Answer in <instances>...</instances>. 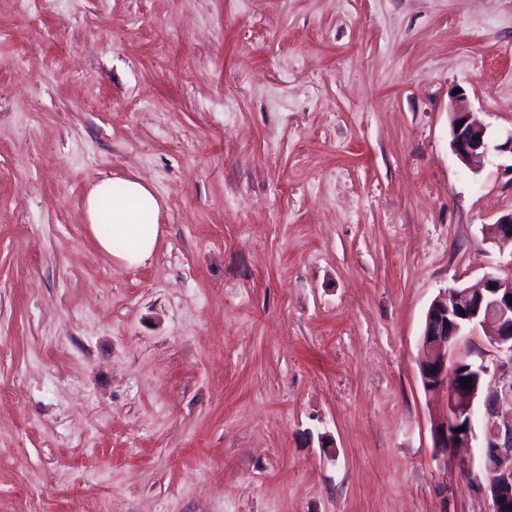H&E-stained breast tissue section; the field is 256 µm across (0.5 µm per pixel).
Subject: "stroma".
Listing matches in <instances>:
<instances>
[{
    "instance_id": "35a3bbf8",
    "label": "stroma",
    "mask_w": 512,
    "mask_h": 512,
    "mask_svg": "<svg viewBox=\"0 0 512 512\" xmlns=\"http://www.w3.org/2000/svg\"><path fill=\"white\" fill-rule=\"evenodd\" d=\"M512 0H0V512H491L432 301L512 277ZM162 201L149 260L87 231ZM465 120L463 126L458 124ZM451 146L457 159L464 165L486 154L490 148L500 153H510L512 156V130L499 137L491 144L487 128L473 120L471 113L462 106H457L451 113ZM124 193L120 200L112 201V181L103 179L95 182L85 197V214L89 233L96 239L100 248L128 266H135L146 261L156 245L157 219L161 211L160 200L146 183L137 180H123ZM153 218L154 235L147 237L150 225L147 217ZM144 217V218H143ZM143 219V223L141 224ZM109 226L110 231L103 232L102 225ZM113 240H127V249L115 252Z\"/></svg>"
}]
</instances>
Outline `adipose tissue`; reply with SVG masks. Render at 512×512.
<instances>
[{
    "instance_id": "ef3b65f1",
    "label": "adipose tissue",
    "mask_w": 512,
    "mask_h": 512,
    "mask_svg": "<svg viewBox=\"0 0 512 512\" xmlns=\"http://www.w3.org/2000/svg\"><path fill=\"white\" fill-rule=\"evenodd\" d=\"M85 214L88 231L105 252L115 253L117 260L129 266L146 261L152 254L155 237L140 235L137 231L143 217H158L160 200L146 183L129 179L124 183L120 200L112 198V182L103 179L95 182L85 197ZM123 240L127 248L114 252L112 243Z\"/></svg>"
}]
</instances>
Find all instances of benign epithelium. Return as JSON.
<instances>
[{"instance_id":"7a95c632","label":"benign epithelium","mask_w":512,"mask_h":512,"mask_svg":"<svg viewBox=\"0 0 512 512\" xmlns=\"http://www.w3.org/2000/svg\"><path fill=\"white\" fill-rule=\"evenodd\" d=\"M451 146L457 159L467 165L493 149L512 154V130L491 142L487 128L458 106L451 113ZM492 237L512 241V214L493 225ZM512 278L486 275L473 288L454 289L439 295L429 306L420 335V377L428 392L441 393L445 413L432 426L435 447L446 450L476 439L473 424L475 406L480 404L486 420L481 466L491 480L485 488L493 512H512V421H497L503 408H512ZM490 326L487 343L508 360L493 365L486 359L469 362L451 353L456 337ZM494 374L498 386L484 388L485 377ZM472 378L463 388L462 379Z\"/></svg>"}]
</instances>
